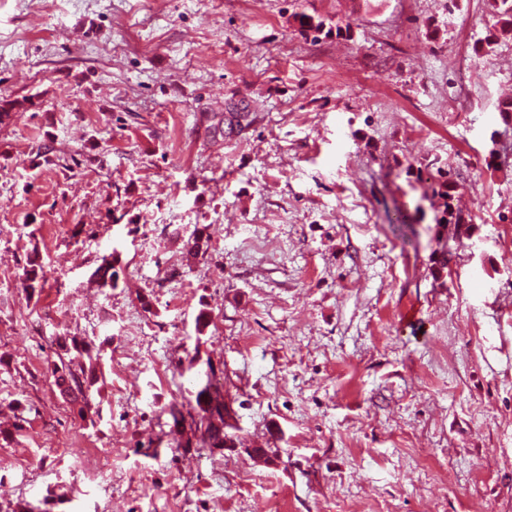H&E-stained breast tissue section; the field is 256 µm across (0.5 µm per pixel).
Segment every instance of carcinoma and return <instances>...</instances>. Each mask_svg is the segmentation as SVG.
Segmentation results:
<instances>
[{"label": "carcinoma", "instance_id": "cac0c4a2", "mask_svg": "<svg viewBox=\"0 0 512 512\" xmlns=\"http://www.w3.org/2000/svg\"><path fill=\"white\" fill-rule=\"evenodd\" d=\"M492 8L495 25L502 30H512V0H492ZM24 107V102L18 100H3L0 102V125L11 121L14 114ZM253 122L248 107L233 106L228 109V115L224 116V126L216 127L223 135H231L241 132ZM433 197L437 198L440 216L436 217V223L449 224L451 221H460V217L454 216L453 195L448 183L443 182L432 187ZM39 271L41 265L37 260L28 258V268L24 270V289L33 295L41 290ZM93 275L98 277L105 287L115 288L119 281V257L111 253L102 257V263L95 269ZM90 343L78 336H64L59 343L58 362L53 364L52 377L54 385L59 393L72 404H88V394L91 388L102 379V372L97 365L92 364L87 368L75 369L72 361L65 360V356L71 352L81 355L89 350ZM162 413L172 419L170 434L172 435L171 447L197 448L200 451L223 449L224 446V395L208 384L204 389L194 393V398L186 400L182 404L172 403L163 408Z\"/></svg>", "mask_w": 512, "mask_h": 512}]
</instances>
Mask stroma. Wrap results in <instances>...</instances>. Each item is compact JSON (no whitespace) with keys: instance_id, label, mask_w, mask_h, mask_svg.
I'll return each mask as SVG.
<instances>
[{"instance_id":"stroma-1","label":"stroma","mask_w":512,"mask_h":512,"mask_svg":"<svg viewBox=\"0 0 512 512\" xmlns=\"http://www.w3.org/2000/svg\"><path fill=\"white\" fill-rule=\"evenodd\" d=\"M490 3L0 0V98L25 103L0 125V502L512 512V32L486 44ZM233 104L252 124L214 133ZM423 169L463 225L436 223ZM58 336L99 353L87 414L53 383ZM210 367L236 447L158 448ZM102 263L95 269L93 275L98 277L102 286L115 288L119 281V257L116 253H110L102 257Z\"/></svg>"}]
</instances>
